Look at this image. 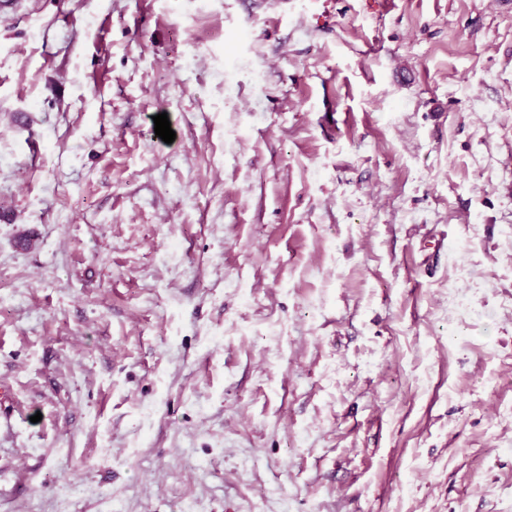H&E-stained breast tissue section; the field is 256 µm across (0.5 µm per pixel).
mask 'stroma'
Listing matches in <instances>:
<instances>
[{
    "instance_id": "35a3bbf8",
    "label": "stroma",
    "mask_w": 512,
    "mask_h": 512,
    "mask_svg": "<svg viewBox=\"0 0 512 512\" xmlns=\"http://www.w3.org/2000/svg\"><path fill=\"white\" fill-rule=\"evenodd\" d=\"M0 512H512V0H6Z\"/></svg>"
}]
</instances>
